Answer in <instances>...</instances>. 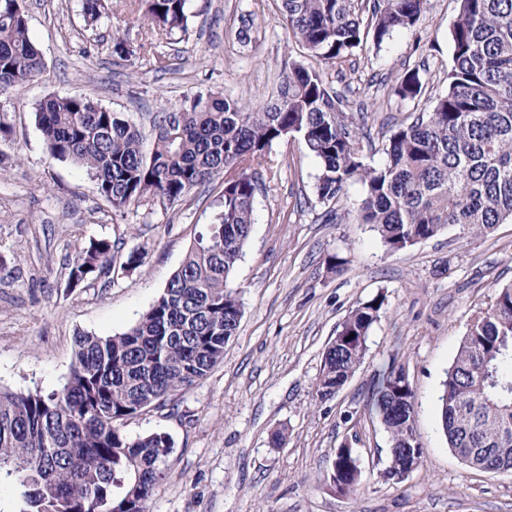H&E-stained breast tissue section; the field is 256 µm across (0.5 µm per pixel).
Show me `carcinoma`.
<instances>
[{
  "label": "carcinoma",
  "instance_id": "cac0c4a2",
  "mask_svg": "<svg viewBox=\"0 0 512 512\" xmlns=\"http://www.w3.org/2000/svg\"><path fill=\"white\" fill-rule=\"evenodd\" d=\"M144 18L169 35L185 32L190 0H141ZM289 33L313 56L343 65L394 33L416 28L427 0H278ZM104 0H83L88 24ZM453 66L446 91L428 112L402 124L375 168L359 154L360 133L344 119V96L326 76L291 62L274 98L259 106L195 95L155 121L151 151L140 128L82 95H53L35 108L49 155L86 169L115 211L142 200L174 203L217 176L221 209L188 251L160 296L126 332L76 337L64 387L0 389V482L17 488L12 512H149L166 476L173 441L164 432L137 437L128 420L167 405L175 392L204 380L223 360L242 316L230 278L249 240L254 200L273 143L300 136L319 163L318 200L340 196L355 180L359 207L387 252L399 253L455 226L484 237L512 223V0H459L451 32ZM45 68L24 11L0 0V88L31 82ZM418 71L394 78L393 93L413 100ZM112 242L96 240L69 261L79 283L112 271ZM385 296L355 307L323 355L316 400L328 401L367 353ZM375 409L390 457L421 458L415 393L403 367L389 365ZM448 447L469 467L512 471V285L472 318L438 397ZM353 450L327 467L331 492L354 494L361 480Z\"/></svg>",
  "mask_w": 512,
  "mask_h": 512
}]
</instances>
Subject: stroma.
Masks as SVG:
<instances>
[{
	"label": "stroma",
	"mask_w": 512,
	"mask_h": 512,
	"mask_svg": "<svg viewBox=\"0 0 512 512\" xmlns=\"http://www.w3.org/2000/svg\"><path fill=\"white\" fill-rule=\"evenodd\" d=\"M29 33L44 60L35 81L0 89V389L48 394L69 379L77 335L112 336L139 319L180 267L209 223L224 183L214 179L180 201L135 203L114 211L84 168L49 156L34 108L50 95L98 100L137 124L153 143V119L198 92L249 104L270 99L285 61L322 69L289 35L275 0H191L186 34L152 31L139 0H112L86 26L81 0H23ZM457 0H429L421 24L394 34L381 50L356 51L351 66L330 69L346 98L347 123L363 131L365 164L384 161L383 146L410 113L442 92L453 65L450 29ZM252 15L250 43L238 39ZM130 48L154 43L168 58L156 70ZM418 70L420 99L389 96V76ZM319 173L302 138L273 143L254 201V224L232 284L243 303L224 358L170 404L129 420L130 436L164 432L174 441L151 512H512V472L468 467L442 434L437 400L472 316L512 284V223L486 237L458 229L388 253L358 216L364 195L351 182L336 201L319 202ZM114 245L108 279L68 285L67 264L89 241ZM140 253L137 269L126 265ZM343 259L330 270L327 259ZM386 302L363 363L330 401H315L322 356L359 303ZM405 367L416 398L422 448L403 483L380 480L389 436L373 408L380 372ZM287 428L288 442L270 436ZM363 471L358 491L340 497L320 480L342 444Z\"/></svg>",
	"instance_id": "1"
}]
</instances>
